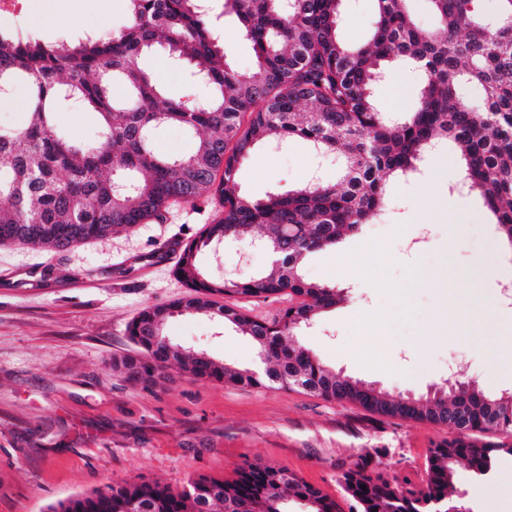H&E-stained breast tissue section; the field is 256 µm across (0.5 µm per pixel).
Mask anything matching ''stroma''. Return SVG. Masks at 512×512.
<instances>
[{"instance_id": "stroma-1", "label": "stroma", "mask_w": 512, "mask_h": 512, "mask_svg": "<svg viewBox=\"0 0 512 512\" xmlns=\"http://www.w3.org/2000/svg\"><path fill=\"white\" fill-rule=\"evenodd\" d=\"M376 19V0H345L339 35L364 44ZM126 21L121 0H21L0 34L75 42ZM209 23L231 47L232 67L251 70L252 44L224 0H210ZM143 64L169 95L206 99L190 68L165 51ZM422 85L420 67L400 61L372 96L382 111L401 114L414 109ZM460 163L454 143L441 145L415 177L389 181L380 217L335 249L307 258L306 279L348 294L296 336L334 373L398 399H426L459 380L489 395L512 389V356L501 357L502 338L483 330L488 321L512 327V302L501 294L502 284L512 282V250L501 247L481 200L457 192ZM341 164L340 156H320L307 142L286 139L257 148L237 179L244 192L261 197L313 176L335 182ZM222 212L211 196L171 204L162 219L66 252L0 246V512H48L111 482L148 478L179 489L199 475L231 480L257 460L288 468L335 500L340 512H357L341 476L365 457L372 470L406 488L423 486L426 456L446 436L445 427L429 421L387 419L299 388L195 378L173 366L144 389L113 370V358L139 353L128 323L146 307L187 294L173 274L176 257L159 263L158 250L174 239H193ZM261 234L256 225L246 240L204 249L202 268L223 278L262 270L270 257L250 246ZM477 266L487 274L480 282L469 277ZM415 268L441 276L442 287H407ZM216 302L270 322L288 297L220 296ZM165 333L241 370L258 361L249 337L205 315L174 317ZM423 342L425 354L414 357ZM493 356L501 359L494 374ZM491 494L501 512H512L511 458L488 478L476 477L466 462L455 464L448 495L465 512H485Z\"/></svg>"}]
</instances>
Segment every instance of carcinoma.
Wrapping results in <instances>:
<instances>
[{
  "instance_id": "obj_1",
  "label": "carcinoma",
  "mask_w": 512,
  "mask_h": 512,
  "mask_svg": "<svg viewBox=\"0 0 512 512\" xmlns=\"http://www.w3.org/2000/svg\"><path fill=\"white\" fill-rule=\"evenodd\" d=\"M124 2L125 25L76 45L0 36V83L25 87L29 100L24 123L0 130V246L65 251L160 219L172 202L217 195L224 215L185 245L175 269L188 298L143 309L127 328L142 354L114 358L112 368L148 388L173 360L196 378L298 387L380 416L442 425L448 437L430 449L421 490L370 471L365 460L344 471L342 482L360 512H454L448 484L455 462L465 459L476 474L490 476L512 457V391L489 395L468 381L451 399L442 393L392 401L382 389L337 377L292 337L345 300L343 289L304 277L307 256L369 223L383 210L388 180L415 175L440 140L460 147L466 191L483 201L512 244V0H493L489 12L478 8L482 0H429L438 20L432 31L411 20L406 0H377L374 33L360 47L338 36L342 0H225L253 43L249 72L228 64L229 49L209 27L207 0ZM158 46L191 66L210 90L206 100L166 97L140 64ZM403 59L420 64L424 86L414 111L396 122L376 108L371 88L386 75V63ZM463 83L482 92V106L464 100ZM66 101L97 114L91 141L74 143L57 130ZM171 125L194 139L189 155L156 152V132ZM274 136L341 155L338 182L311 179L286 194L248 196L239 167ZM254 224L264 230L267 269L241 278L202 271L201 249ZM281 293L290 303L272 322L213 300ZM187 314L252 337L269 369L231 368L173 343L164 325ZM288 493L308 512H337L319 488L262 463L247 464L231 481L191 479L180 491L158 481L113 483L49 512H240L248 503L286 512Z\"/></svg>"
}]
</instances>
